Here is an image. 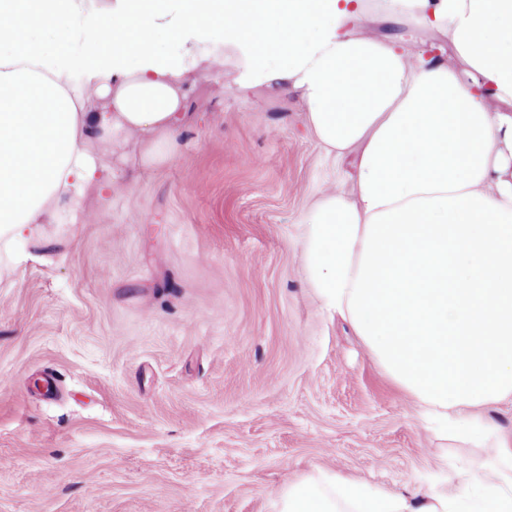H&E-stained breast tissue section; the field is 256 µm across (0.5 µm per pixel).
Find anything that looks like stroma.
<instances>
[{
    "label": "stroma",
    "instance_id": "1",
    "mask_svg": "<svg viewBox=\"0 0 512 512\" xmlns=\"http://www.w3.org/2000/svg\"><path fill=\"white\" fill-rule=\"evenodd\" d=\"M187 109L133 194L0 267V512H274L319 470L411 492L477 465L309 282L303 217L356 152L292 96L201 81Z\"/></svg>",
    "mask_w": 512,
    "mask_h": 512
}]
</instances>
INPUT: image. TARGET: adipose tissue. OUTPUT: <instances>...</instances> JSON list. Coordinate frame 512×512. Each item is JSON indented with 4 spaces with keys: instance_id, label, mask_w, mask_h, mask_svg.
I'll list each match as a JSON object with an SVG mask.
<instances>
[{
    "instance_id": "obj_1",
    "label": "adipose tissue",
    "mask_w": 512,
    "mask_h": 512,
    "mask_svg": "<svg viewBox=\"0 0 512 512\" xmlns=\"http://www.w3.org/2000/svg\"><path fill=\"white\" fill-rule=\"evenodd\" d=\"M0 0V256L131 191L101 152L157 164L188 122L190 74L293 94L326 155L358 150L352 191L307 212L302 258L417 413L482 449L475 470L406 496L320 471L276 512H512V0ZM234 25L221 24V17ZM447 38L413 51L416 31ZM499 102L490 109L489 100Z\"/></svg>"
}]
</instances>
